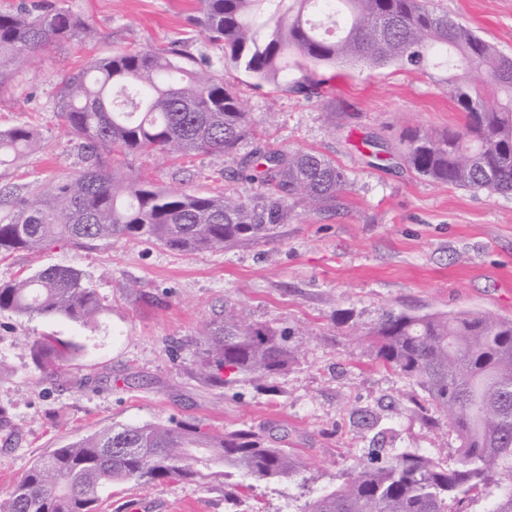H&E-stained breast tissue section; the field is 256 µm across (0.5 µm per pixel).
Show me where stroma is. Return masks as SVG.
<instances>
[{
    "label": "stroma",
    "mask_w": 512,
    "mask_h": 512,
    "mask_svg": "<svg viewBox=\"0 0 512 512\" xmlns=\"http://www.w3.org/2000/svg\"><path fill=\"white\" fill-rule=\"evenodd\" d=\"M97 27L98 41L73 40L39 52L0 95V129L38 134L32 150L0 167V185L47 183L80 164L76 143L53 110L59 74L92 57L147 45L172 50L200 67L217 61L189 24L193 0H56ZM512 54V0H431ZM441 71L346 67L324 97L288 92L271 98L239 84L262 140L285 150L314 149L347 172L346 207L303 214L279 238L250 247L176 253L117 239L89 246L55 244L0 258V282L51 265L85 273L105 311L82 325L61 317L0 312V500L34 459L114 424L174 419L215 430L264 428L281 438L302 468L288 480L256 483L238 494L235 472L204 484L112 486L101 512H296L340 485L373 446L371 416L398 448H421L456 466L459 442L446 422L425 424L423 394L379 366L367 332L386 309L409 313L472 310L512 317V195L475 192L420 178L393 153L372 157L368 139L394 150L414 128L462 123ZM336 108L337 119L327 111ZM166 189L213 195L228 187L220 156L135 159ZM252 319L302 333V351L267 393L246 381L224 388L200 378V335L225 302ZM39 336L81 345L57 369H38L29 347Z\"/></svg>",
    "instance_id": "obj_1"
}]
</instances>
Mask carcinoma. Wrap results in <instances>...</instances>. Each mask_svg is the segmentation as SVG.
<instances>
[{"instance_id": "obj_1", "label": "carcinoma", "mask_w": 512, "mask_h": 512, "mask_svg": "<svg viewBox=\"0 0 512 512\" xmlns=\"http://www.w3.org/2000/svg\"><path fill=\"white\" fill-rule=\"evenodd\" d=\"M198 0L191 23L224 49L222 68H194L151 47L95 57L63 73L54 112L78 141L81 167L46 186L0 187V256L51 243L86 245L125 238L175 252L268 242L296 210L335 212L349 177L315 150H284L257 137L224 71L256 89L311 97L326 78L317 68L359 64L442 69L445 91L464 115L458 128L407 131L404 161L437 183L512 194V55L426 0ZM98 30L61 6L37 0L0 11V92L12 68L36 52ZM302 72L288 80V59ZM28 125L0 130V166L35 144ZM222 156L230 176L251 192L197 195L156 186L131 160ZM57 316L83 325L104 307L79 270L53 265L0 284V311ZM199 374L232 387L288 372L295 332L255 321L235 304L204 332ZM367 335L380 365L418 387L459 441L454 468L420 449L398 448L354 462L344 482L302 512H512V318L473 311H386ZM39 365L65 361L76 348L53 336L31 342ZM237 471L248 483L288 478L300 462L266 432L221 434L196 422L117 424L54 448L32 462L0 512H97L101 492L134 481L197 484Z\"/></svg>"}]
</instances>
